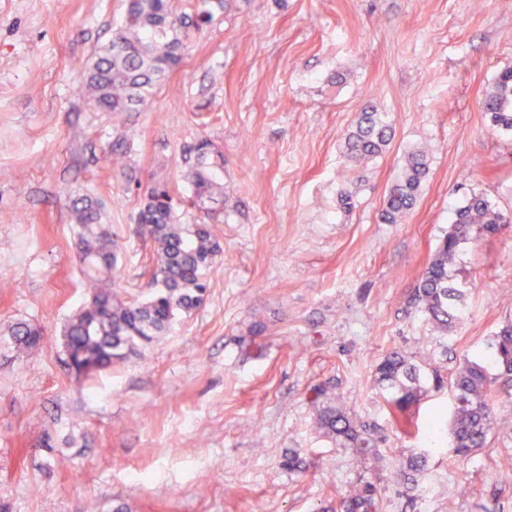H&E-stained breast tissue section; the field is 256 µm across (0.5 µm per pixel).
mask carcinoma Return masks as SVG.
I'll list each match as a JSON object with an SVG mask.
<instances>
[{
    "label": "carcinoma",
    "mask_w": 512,
    "mask_h": 512,
    "mask_svg": "<svg viewBox=\"0 0 512 512\" xmlns=\"http://www.w3.org/2000/svg\"><path fill=\"white\" fill-rule=\"evenodd\" d=\"M181 18L169 0H125L121 23L113 28L108 44L94 61L79 70V80L99 112H134L163 74L180 60L181 39L176 37ZM493 125L512 130V68L501 71L483 100ZM391 140V126L380 112L364 107L356 113L344 142L347 162L360 165L376 158ZM206 143L194 148L196 162L189 179L198 205L224 197L222 177L206 162ZM428 166L421 154L407 157L381 212L382 221L396 224L416 202ZM73 223L80 228L78 261L92 300L70 320L63 332L66 366L78 379H88L139 349L164 332L180 312L197 308L205 290L207 271L217 266L220 246L205 224H178L168 191L152 188L138 216L142 237L155 243L151 273L155 291L144 302L123 300L115 288L116 257L112 234L104 227L102 204L87 195L72 200ZM512 225L483 197L473 195L458 207L435 253L412 290L409 305L441 334L452 331L463 318L462 293L448 275L459 247L482 237L501 233ZM42 329L21 322L1 343L19 351L43 341ZM399 351L387 354L374 367V381L387 403L405 414L419 405L427 393L428 374ZM512 376V323L494 336L483 361L465 360L449 378L454 408L450 423L453 453L466 457L486 445L492 424L489 393L499 377ZM319 408L315 424L336 446L350 450L366 471L384 468L377 450L375 430L336 406L335 395L315 390ZM426 456L400 455L401 475H421ZM380 483L360 478L339 496L336 512H379Z\"/></svg>",
    "instance_id": "1"
}]
</instances>
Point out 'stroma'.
Returning a JSON list of instances; mask_svg holds the SVG:
<instances>
[{
	"label": "stroma",
	"instance_id": "obj_1",
	"mask_svg": "<svg viewBox=\"0 0 512 512\" xmlns=\"http://www.w3.org/2000/svg\"><path fill=\"white\" fill-rule=\"evenodd\" d=\"M138 111H95L77 67L112 37L124 0H0V503L9 512H333L362 469L318 432L314 387L374 425L387 458L427 451L407 489L382 476L381 512H512V382H498L485 448L428 452L430 409L512 321V230L463 245V321L434 330L410 291L471 195L512 214V130L482 102L512 67V0H227ZM385 113L387 149L343 156L358 108ZM128 136L123 170L102 157ZM209 143L224 203L191 202L189 146ZM428 173L403 221L380 218L406 153ZM177 223L208 225L223 253L202 304L94 379L65 365L62 334L90 299L76 260L74 196L97 198L119 245L123 299L151 293L154 244L137 235L152 186ZM357 188L352 205L343 202ZM399 350L438 368L415 425L373 367ZM301 470H289V454ZM44 332L42 329L30 326L27 323H17L9 330L8 338H1V346H12L18 351L33 349L43 341Z\"/></svg>",
	"mask_w": 512,
	"mask_h": 512
}]
</instances>
